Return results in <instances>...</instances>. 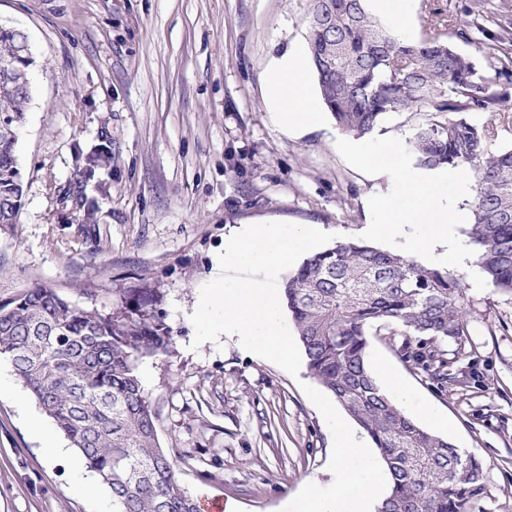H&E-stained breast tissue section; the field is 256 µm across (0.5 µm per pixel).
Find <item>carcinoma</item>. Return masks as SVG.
<instances>
[{
    "mask_svg": "<svg viewBox=\"0 0 512 512\" xmlns=\"http://www.w3.org/2000/svg\"><path fill=\"white\" fill-rule=\"evenodd\" d=\"M367 0H309L307 44L321 98L345 133L362 139L386 115L430 112L405 138L423 169L468 168L475 182L468 235L489 287L512 293V146L487 142L495 121L512 112L496 90L512 74L503 45L509 26L471 0L458 22L433 13L430 24L455 29L498 61L480 70L438 36L409 41L367 9ZM27 35L0 28V65ZM29 88L0 86V225L18 222L24 182L18 130ZM489 114L486 122L470 114ZM282 293L310 374L367 433L390 475L378 512H472L487 493L485 467L407 417L369 369L370 331L396 328L405 359L436 384L465 356L464 287L448 269L355 240L308 256L284 278ZM160 291L136 290L109 309L84 307L51 286L0 300V359L112 495L113 512H199L160 447L152 407L137 369L141 359L173 351L159 313ZM417 336V343L412 337ZM452 342L456 348L443 349Z\"/></svg>",
    "mask_w": 512,
    "mask_h": 512,
    "instance_id": "cac0c4a2",
    "label": "carcinoma"
}]
</instances>
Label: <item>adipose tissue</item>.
<instances>
[{
	"instance_id": "obj_1",
	"label": "adipose tissue",
	"mask_w": 512,
	"mask_h": 512,
	"mask_svg": "<svg viewBox=\"0 0 512 512\" xmlns=\"http://www.w3.org/2000/svg\"><path fill=\"white\" fill-rule=\"evenodd\" d=\"M264 96L268 111L283 131L306 130L320 126L326 107L310 86L306 55L290 47L273 56L266 69ZM351 153L356 161L375 170H400L404 173L405 192L399 199H379L373 231L379 236H396L404 224H426L427 238L416 241L411 255L430 256L441 266H453L466 258V248L448 234L450 225L460 223L464 214L448 203L453 192L444 171L427 173L407 167L402 143H388L383 151L358 144Z\"/></svg>"
}]
</instances>
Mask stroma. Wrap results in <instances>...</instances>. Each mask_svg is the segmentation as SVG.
Returning <instances> with one entry per match:
<instances>
[{
	"mask_svg": "<svg viewBox=\"0 0 512 512\" xmlns=\"http://www.w3.org/2000/svg\"><path fill=\"white\" fill-rule=\"evenodd\" d=\"M308 0H0V25L23 31L36 65L20 133L24 197L0 226V299L37 285L109 307L158 288L174 336L143 359L142 390L182 488L224 512H283L308 480L333 482L331 441L291 376L238 336L194 345L191 314L220 274L224 241L256 220L314 224L337 239L407 252L425 224L371 239L373 202L398 199L400 172L374 176L349 138L326 127L284 133L262 75L306 41ZM107 154L94 180L84 158ZM95 200L85 219L86 200ZM465 292L466 385H433L407 363L402 337L371 335L368 361L406 381L403 412L482 460L488 494L475 512H512V296L489 288L474 257L454 267ZM56 427L0 362V512H112L73 451L50 461Z\"/></svg>",
	"mask_w": 512,
	"mask_h": 512,
	"instance_id": "35a3bbf8",
	"label": "stroma"
}]
</instances>
